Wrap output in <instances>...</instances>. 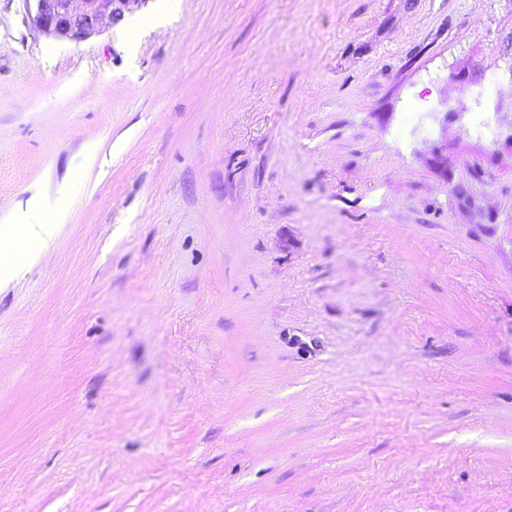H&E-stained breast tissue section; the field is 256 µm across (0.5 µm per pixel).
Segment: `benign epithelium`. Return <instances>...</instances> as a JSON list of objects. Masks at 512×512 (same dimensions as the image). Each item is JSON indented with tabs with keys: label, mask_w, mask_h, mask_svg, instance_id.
I'll use <instances>...</instances> for the list:
<instances>
[{
	"label": "benign epithelium",
	"mask_w": 512,
	"mask_h": 512,
	"mask_svg": "<svg viewBox=\"0 0 512 512\" xmlns=\"http://www.w3.org/2000/svg\"><path fill=\"white\" fill-rule=\"evenodd\" d=\"M31 23L47 36L81 42L100 31L103 20L116 25L133 5L148 0H82L80 9L73 0H24Z\"/></svg>",
	"instance_id": "1"
}]
</instances>
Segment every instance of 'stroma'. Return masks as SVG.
<instances>
[{
    "label": "stroma",
    "mask_w": 512,
    "mask_h": 512,
    "mask_svg": "<svg viewBox=\"0 0 512 512\" xmlns=\"http://www.w3.org/2000/svg\"><path fill=\"white\" fill-rule=\"evenodd\" d=\"M32 203L0 512H512V0H0ZM31 23L47 36L81 42L100 31L104 19L112 25L123 21L132 5L148 0H81L82 8L73 7L74 0H23ZM33 2V3H31Z\"/></svg>",
    "instance_id": "35a3bbf8"
}]
</instances>
